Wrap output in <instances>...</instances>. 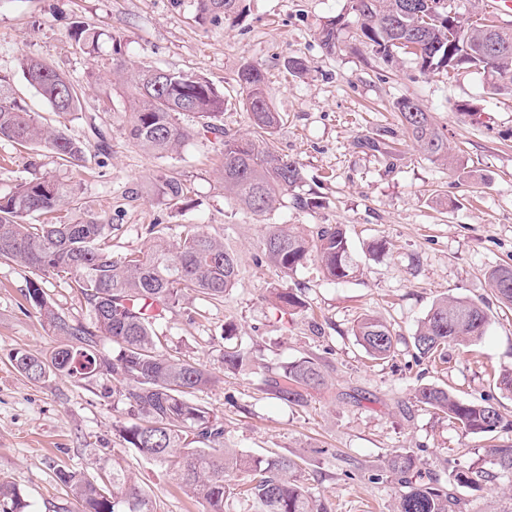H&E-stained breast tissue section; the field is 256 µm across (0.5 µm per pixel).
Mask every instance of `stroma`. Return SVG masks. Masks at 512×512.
Returning a JSON list of instances; mask_svg holds the SVG:
<instances>
[{"label":"stroma","mask_w":512,"mask_h":512,"mask_svg":"<svg viewBox=\"0 0 512 512\" xmlns=\"http://www.w3.org/2000/svg\"><path fill=\"white\" fill-rule=\"evenodd\" d=\"M197 13V0H0V77L45 118L50 110L24 80L21 59H44L73 79L82 110L65 131L86 146L84 162L64 165L47 150L1 139L0 195L46 173L73 184L78 199L111 225L106 243L117 256L147 250L155 224L174 235L198 224L221 239L238 261L232 290L221 301L196 295L180 302L160 330L172 354L215 375L196 399L222 421L225 447L295 461L327 512H394L398 488L386 474L396 453L412 455L424 481L449 488L457 512H512V475L487 453L511 445L512 431L465 434L414 398L415 388L434 385L512 412V393L496 384L512 370V307L500 303L489 280L491 269L512 264V85L498 87L475 68L423 74L409 61L385 66L353 43L350 0H239L231 19L216 25L200 23ZM334 17L343 22L341 48L329 55L319 32ZM75 21L99 32L94 52L71 39ZM118 51L129 62L205 77L224 94L225 129L244 136L252 119L234 78L244 64L261 65L272 108L283 117L275 145L304 173L296 195L261 215L235 206L220 181L219 138L187 115L180 123L191 135L177 154L157 157L134 146L125 134L126 93L112 76ZM292 57L306 60L307 75L288 73ZM405 96L443 130L455 168L428 160L403 132L395 103ZM461 168L467 177L458 176ZM165 176L185 187L179 205L157 192ZM298 195L307 208L296 207ZM274 224L311 236L344 225L357 277L332 281L307 262L285 282L303 308L279 310L270 289L280 280L260 249ZM31 278L0 260V478L29 512H78L73 491L56 478L61 465L90 480L124 471L155 496L157 512H205L158 464L125 447L116 427L129 416L111 378L34 383L15 370L14 354L41 357L58 343L27 299ZM44 288L59 312L91 324L67 276ZM447 296L481 303L487 332L468 347L448 344L441 357L420 356L417 327ZM367 313L392 329L393 357L370 361L356 340L353 328ZM230 323V340L253 351L250 364L233 372L222 362ZM303 357L321 364L327 383L290 405L267 381ZM456 467L477 472L476 483H449Z\"/></svg>","instance_id":"stroma-1"}]
</instances>
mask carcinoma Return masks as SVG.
I'll list each match as a JSON object with an SVG mask.
<instances>
[{"mask_svg":"<svg viewBox=\"0 0 512 512\" xmlns=\"http://www.w3.org/2000/svg\"><path fill=\"white\" fill-rule=\"evenodd\" d=\"M237 0H198L201 17L216 21L235 13ZM358 40L372 48L385 65L410 58L421 73L463 67L488 70L512 84V29L504 30L502 50L484 61L466 48L482 39L470 20L449 9L448 0H368L351 6ZM78 42L93 46L99 33L81 23L73 27ZM327 54L336 52L339 22L327 21L321 30ZM23 78L57 117L66 120L81 111L77 87L52 64L34 58L20 62ZM115 79L130 85L127 134L143 151L164 157L176 152L189 137L179 117L192 114L206 131L220 138L223 163L220 177L224 196L255 214L273 210L280 199L303 181L301 166L278 152L273 136L282 118L273 111L265 91V74L254 64L244 65L236 84L250 112L256 135L244 137L224 129V94L202 77L150 65L130 66L116 61ZM401 124L410 140L430 161L453 164L448 138L430 113L410 98L397 101ZM0 139L43 147L57 159L74 164L84 159L85 147L70 138L62 126L38 120L25 102L14 96L11 84L0 78ZM161 192L176 205L184 190L178 181L164 178ZM70 205L66 221L33 224L26 218L48 215ZM112 225L81 209L74 189L51 177L18 183L0 195V259L31 270L27 296L43 322L60 337L45 358L25 353L14 356L15 369L39 383L51 375L75 382L110 376L112 394L127 407L131 420L119 427L130 448L157 462L165 475L206 512H224V502L244 500L254 512H325V507L300 477L297 464L284 457L254 458L224 447V427L193 394L211 386L209 370L163 350L158 326L182 300L202 294L221 300L238 277L234 256L224 242L196 224H187L171 241L158 230L145 252L116 257L104 246ZM266 262L286 279L314 259L330 279L356 276L344 229L322 227L310 238L287 224L272 226L261 240ZM64 273L93 314L94 328L75 322L50 302L42 284ZM489 279L500 302L512 306V265L493 268ZM283 311L302 302L287 288L271 291ZM488 315L480 304L444 297L433 303L414 336L423 357L455 342L468 345L484 335ZM359 344L373 360L389 358L395 349L392 330L382 320L366 315L353 329ZM112 342L110 354L96 350L97 338ZM251 361V351L240 345L224 347L226 370ZM320 363L304 357L284 367L273 380L279 399L296 404L302 390L324 384ZM416 399L458 421L473 435L512 429V418L488 400L463 402L449 391L420 386ZM495 464L512 474V445L496 447ZM414 462L407 454L388 461L389 478L399 486L395 512H454L456 500L447 489L413 480ZM57 479L72 488L81 512H156L151 494L125 474L114 471L109 483L89 481L60 466ZM25 504L9 482L0 479V512H24Z\"/></svg>","mask_w":512,"mask_h":512,"instance_id":"obj_1","label":"carcinoma"}]
</instances>
